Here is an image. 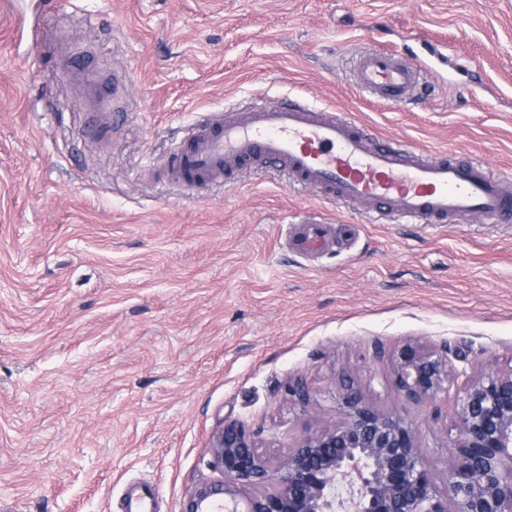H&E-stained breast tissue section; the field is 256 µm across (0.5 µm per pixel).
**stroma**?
Here are the masks:
<instances>
[{
	"label": "stroma",
	"mask_w": 512,
	"mask_h": 512,
	"mask_svg": "<svg viewBox=\"0 0 512 512\" xmlns=\"http://www.w3.org/2000/svg\"><path fill=\"white\" fill-rule=\"evenodd\" d=\"M50 2L0 10V512H183L226 419L275 461L340 421L349 381L446 484L451 409L399 395L389 355L512 365V223H376L271 165L196 194L165 162L203 115L292 97L512 177V0ZM371 46L420 69L409 104L354 85ZM79 68L124 74L112 131ZM315 213L355 234L306 260L285 232Z\"/></svg>",
	"instance_id": "stroma-1"
}]
</instances>
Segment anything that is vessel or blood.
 <instances>
[{"label":"vessel or blood","instance_id":"b4317fda","mask_svg":"<svg viewBox=\"0 0 512 512\" xmlns=\"http://www.w3.org/2000/svg\"><path fill=\"white\" fill-rule=\"evenodd\" d=\"M354 78L360 90L392 105L409 103L421 85L400 54L377 50L359 56ZM77 81L86 111L98 114L101 127H108L113 115L105 110L107 91L120 89L123 75L104 81L83 74ZM267 162L296 184L376 212L389 223L447 224L474 216L496 223L512 220V179L494 173L487 163L399 143L378 145L340 114L299 99L254 105L230 116L209 113L168 158L167 180L191 189ZM335 242L329 218L321 216L295 224L288 238L300 255Z\"/></svg>","mask_w":512,"mask_h":512}]
</instances>
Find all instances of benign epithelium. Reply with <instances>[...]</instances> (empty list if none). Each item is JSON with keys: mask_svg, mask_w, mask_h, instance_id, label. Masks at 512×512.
<instances>
[{"mask_svg": "<svg viewBox=\"0 0 512 512\" xmlns=\"http://www.w3.org/2000/svg\"><path fill=\"white\" fill-rule=\"evenodd\" d=\"M393 367L396 391L416 402L433 403L460 384L446 489L413 424L348 383L341 421L304 437L275 466L245 423L225 421L213 444L222 480L198 487L185 512H336L345 482L351 512H512V369L487 372L462 349L413 341L394 351Z\"/></svg>", "mask_w": 512, "mask_h": 512, "instance_id": "1", "label": "benign epithelium"}]
</instances>
